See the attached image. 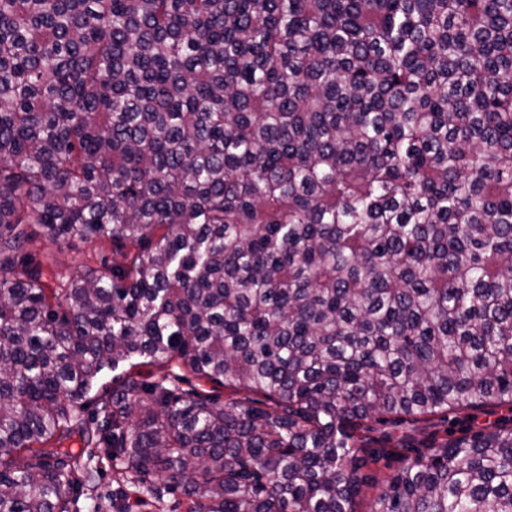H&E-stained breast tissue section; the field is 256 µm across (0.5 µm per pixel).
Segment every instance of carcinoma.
I'll list each match as a JSON object with an SVG mask.
<instances>
[{
    "label": "carcinoma",
    "mask_w": 512,
    "mask_h": 512,
    "mask_svg": "<svg viewBox=\"0 0 512 512\" xmlns=\"http://www.w3.org/2000/svg\"><path fill=\"white\" fill-rule=\"evenodd\" d=\"M38 228L112 258L52 288ZM504 406L512 0H0V512H80L89 448L142 502L355 512L373 423ZM369 512H512V427ZM187 379L189 380V383H180V387L184 390L191 391L192 389H196L197 391H208L212 392L213 394H217L220 396L221 402H227L229 399L234 400H247L250 399L252 401V405L264 409H268L271 406H274V403L261 394L252 393L247 390L242 389H228L223 387H217L216 390L213 389V385L210 383H206L202 380L194 378L190 374H186Z\"/></svg>",
    "instance_id": "obj_1"
}]
</instances>
